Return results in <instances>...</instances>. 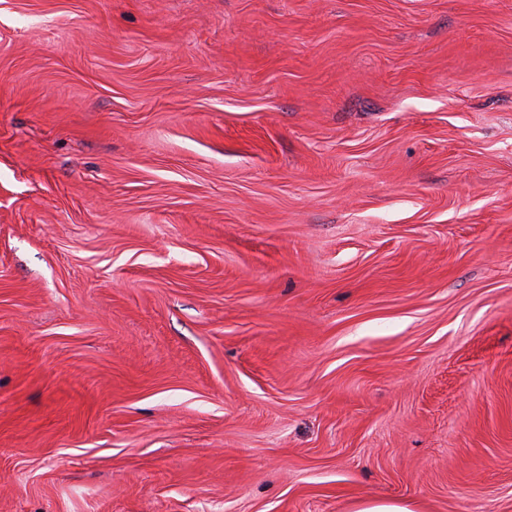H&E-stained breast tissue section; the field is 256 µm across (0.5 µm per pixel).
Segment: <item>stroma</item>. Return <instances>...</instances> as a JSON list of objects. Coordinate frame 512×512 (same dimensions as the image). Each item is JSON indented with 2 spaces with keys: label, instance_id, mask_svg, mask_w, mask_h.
Instances as JSON below:
<instances>
[{
  "label": "stroma",
  "instance_id": "35a3bbf8",
  "mask_svg": "<svg viewBox=\"0 0 512 512\" xmlns=\"http://www.w3.org/2000/svg\"><path fill=\"white\" fill-rule=\"evenodd\" d=\"M512 512V0H0V512Z\"/></svg>",
  "mask_w": 512,
  "mask_h": 512
}]
</instances>
